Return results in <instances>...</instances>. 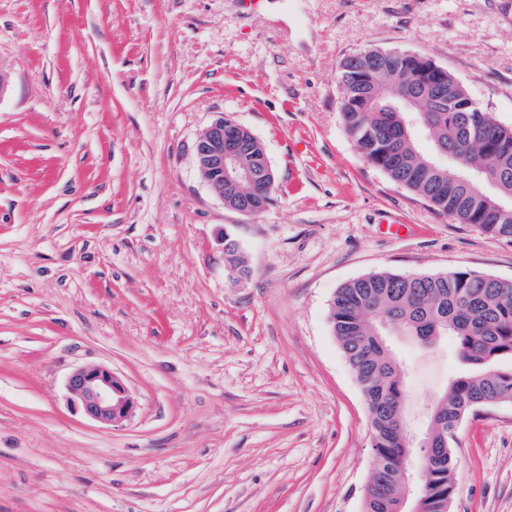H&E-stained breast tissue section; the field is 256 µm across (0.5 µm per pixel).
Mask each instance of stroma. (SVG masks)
Instances as JSON below:
<instances>
[{
    "label": "stroma",
    "instance_id": "1",
    "mask_svg": "<svg viewBox=\"0 0 512 512\" xmlns=\"http://www.w3.org/2000/svg\"><path fill=\"white\" fill-rule=\"evenodd\" d=\"M367 49L430 57L512 125V0H0V512H362L376 456L337 289L512 280V240L437 214L346 133L339 66ZM227 114L276 173L259 216L194 165ZM392 347L419 437L456 348ZM89 363L123 378L130 419L71 407ZM455 453L450 512H512V405L469 415Z\"/></svg>",
    "mask_w": 512,
    "mask_h": 512
}]
</instances>
